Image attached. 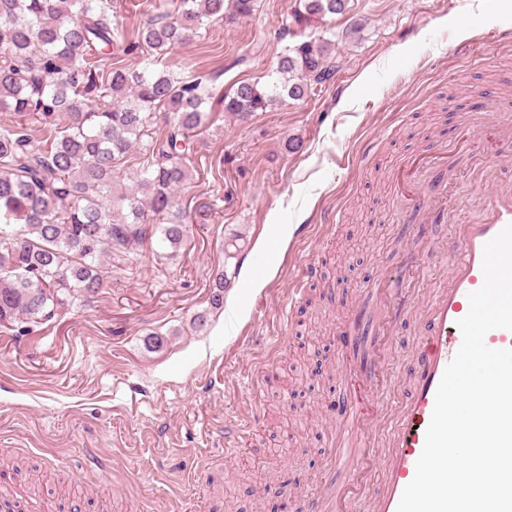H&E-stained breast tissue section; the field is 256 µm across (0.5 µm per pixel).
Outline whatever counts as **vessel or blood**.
<instances>
[{"mask_svg": "<svg viewBox=\"0 0 512 512\" xmlns=\"http://www.w3.org/2000/svg\"><path fill=\"white\" fill-rule=\"evenodd\" d=\"M447 210L448 222L453 227L452 242L442 261L447 275L442 287L434 291L421 309L423 322L416 339V365L410 390L404 402L394 405L387 428L380 487L369 512H397L402 493L415 475L437 387L462 343L457 322L469 310V294L484 282V246L512 223V187L488 186L476 220L462 218L457 205H448Z\"/></svg>", "mask_w": 512, "mask_h": 512, "instance_id": "obj_1", "label": "vessel or blood"}]
</instances>
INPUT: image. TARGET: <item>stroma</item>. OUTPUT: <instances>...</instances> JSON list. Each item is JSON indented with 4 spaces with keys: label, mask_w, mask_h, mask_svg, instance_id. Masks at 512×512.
I'll use <instances>...</instances> for the list:
<instances>
[{
    "label": "stroma",
    "mask_w": 512,
    "mask_h": 512,
    "mask_svg": "<svg viewBox=\"0 0 512 512\" xmlns=\"http://www.w3.org/2000/svg\"><path fill=\"white\" fill-rule=\"evenodd\" d=\"M293 2L257 0L253 15L215 24L169 60L221 91L257 80L284 45L323 36L279 37ZM329 26V82L245 121L216 106L196 131L180 201L211 209L175 256L140 248L90 304L0 333V456L11 461L0 486L22 510L47 498L61 512H254L268 467L278 476L265 512H303L313 495L329 512L320 492L331 481L368 494L380 457H361L355 480L333 474L330 445L363 442L325 408L358 395L382 414L380 393L409 372L413 308L445 273L422 259L451 238L433 201L467 183L471 214L485 185L464 130L512 187V131L476 128L512 89V0H349ZM292 139L298 150H286ZM311 261L318 278L289 305ZM406 263L417 267L409 279L397 273ZM355 321L372 338L365 362L336 344ZM152 333L160 348L146 347ZM275 345L274 373L256 383ZM240 420L244 438L225 447L217 428Z\"/></svg>",
    "instance_id": "1"
}]
</instances>
